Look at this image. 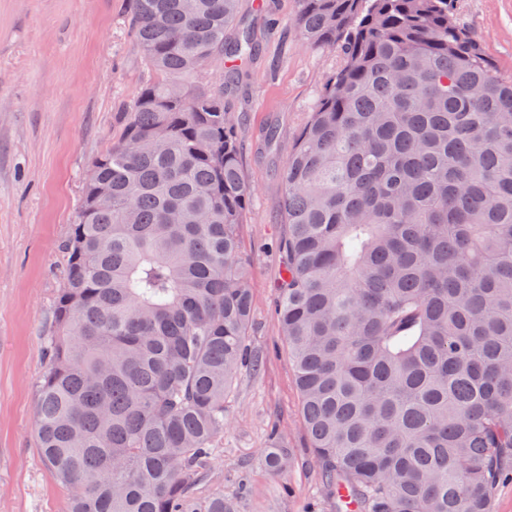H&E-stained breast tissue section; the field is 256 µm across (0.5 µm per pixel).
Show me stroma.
I'll return each mask as SVG.
<instances>
[{
	"label": "stroma",
	"mask_w": 512,
	"mask_h": 512,
	"mask_svg": "<svg viewBox=\"0 0 512 512\" xmlns=\"http://www.w3.org/2000/svg\"><path fill=\"white\" fill-rule=\"evenodd\" d=\"M130 0H0V512H69V493L43 465L36 440L38 386L54 331L63 246L78 216L90 162L107 151L147 78L128 26ZM298 0H239L257 51L240 65L206 67L241 117L243 174L252 201L238 227L253 283L242 366L224 402L202 496L226 512H336L303 428L299 391L275 313L285 233L279 202L286 144L308 121L339 51L302 41ZM461 21L499 67L512 71V0H459ZM276 126L282 150L260 134ZM279 430L289 466L265 464Z\"/></svg>",
	"instance_id": "35a3bbf8"
}]
</instances>
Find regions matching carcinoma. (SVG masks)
Masks as SVG:
<instances>
[{
	"mask_svg": "<svg viewBox=\"0 0 512 512\" xmlns=\"http://www.w3.org/2000/svg\"><path fill=\"white\" fill-rule=\"evenodd\" d=\"M298 3L305 42L343 56L282 168L277 311L313 459L359 512H491L512 473V76L457 0ZM129 25L148 79L64 245L39 449L70 512H224L197 489L250 359L252 188L224 83L195 76L253 33L238 0H132Z\"/></svg>",
	"mask_w": 512,
	"mask_h": 512,
	"instance_id": "obj_1",
	"label": "carcinoma"
}]
</instances>
